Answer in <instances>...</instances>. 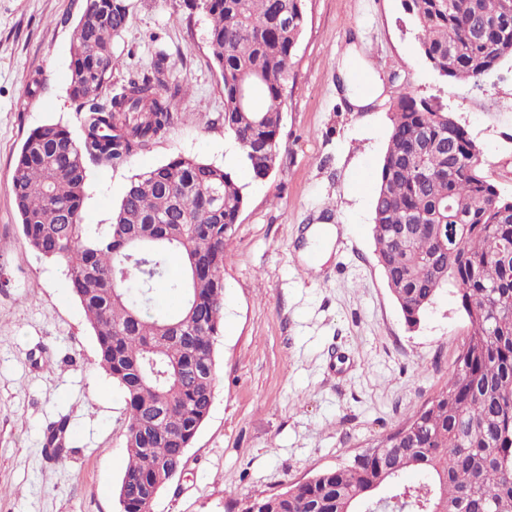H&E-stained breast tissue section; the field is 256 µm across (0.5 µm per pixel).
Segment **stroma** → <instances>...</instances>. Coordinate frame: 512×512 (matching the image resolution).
I'll use <instances>...</instances> for the list:
<instances>
[{"instance_id": "stroma-1", "label": "stroma", "mask_w": 512, "mask_h": 512, "mask_svg": "<svg viewBox=\"0 0 512 512\" xmlns=\"http://www.w3.org/2000/svg\"><path fill=\"white\" fill-rule=\"evenodd\" d=\"M85 0H0V512H119L125 400L63 266L35 253L10 192L20 148L48 123L79 133L69 61ZM113 85L164 44L188 87L164 139L121 167L90 164L83 221L107 224L136 173L174 155L233 172L246 204L225 242L210 413L152 512H241L245 499L352 460L444 388L467 318L445 293L409 327L377 262L374 174L401 90L448 107L512 194V57L477 84L440 78L401 0H305L276 168L254 180L225 133L208 20L183 0H128ZM380 91L356 111L347 77ZM333 229L311 263V229Z\"/></svg>"}]
</instances>
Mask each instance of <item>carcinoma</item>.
<instances>
[{
	"mask_svg": "<svg viewBox=\"0 0 512 512\" xmlns=\"http://www.w3.org/2000/svg\"><path fill=\"white\" fill-rule=\"evenodd\" d=\"M418 49L440 76L467 83L512 56V0H402ZM224 83V131L253 179L279 155L284 91L304 0H191ZM125 0H85L69 63L77 137L48 124L22 144L10 190L23 234L64 267L124 392L127 463L120 512H150L160 477L183 469L212 406L224 310V242L245 198L233 173L177 155L133 175L109 224L83 223L88 164H125L166 137L187 94L163 47L142 74L100 100L120 59ZM255 86L254 105L243 91ZM452 113L409 91L396 100L375 172L377 261L407 325L448 288L468 330L444 389L347 463L246 502L242 512H512V195L482 172ZM456 233L448 234V225ZM181 254V274L168 258ZM177 303L150 312L157 287ZM192 312L179 335L170 324ZM166 409L154 421L156 409ZM388 452L378 456L374 448Z\"/></svg>",
	"mask_w": 512,
	"mask_h": 512,
	"instance_id": "obj_1",
	"label": "carcinoma"
}]
</instances>
